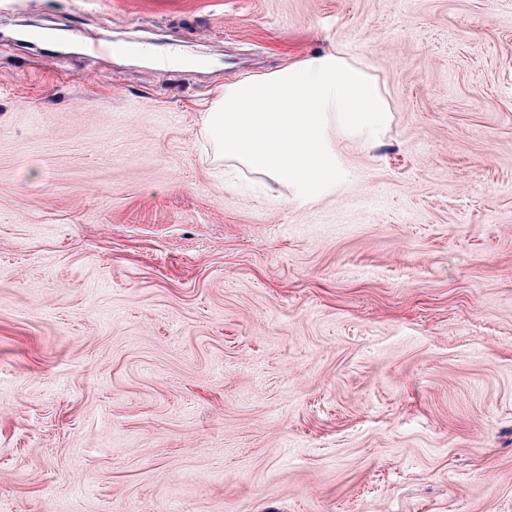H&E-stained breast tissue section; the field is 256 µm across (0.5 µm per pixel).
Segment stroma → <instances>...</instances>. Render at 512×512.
I'll list each match as a JSON object with an SVG mask.
<instances>
[{"label": "stroma", "mask_w": 512, "mask_h": 512, "mask_svg": "<svg viewBox=\"0 0 512 512\" xmlns=\"http://www.w3.org/2000/svg\"><path fill=\"white\" fill-rule=\"evenodd\" d=\"M331 50L344 180L228 171ZM0 512H512V0H0Z\"/></svg>", "instance_id": "stroma-1"}]
</instances>
